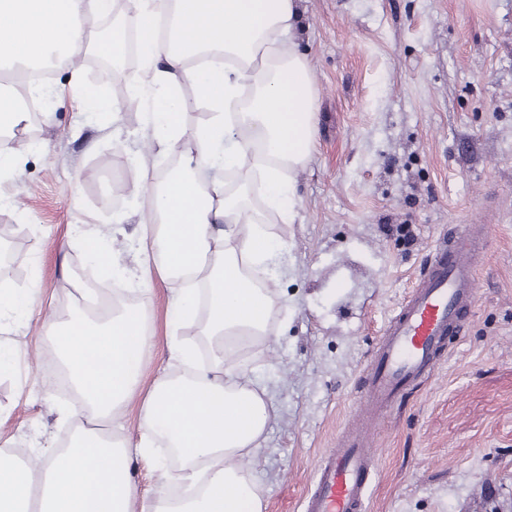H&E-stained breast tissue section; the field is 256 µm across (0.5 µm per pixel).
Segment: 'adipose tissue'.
<instances>
[{
	"mask_svg": "<svg viewBox=\"0 0 512 512\" xmlns=\"http://www.w3.org/2000/svg\"><path fill=\"white\" fill-rule=\"evenodd\" d=\"M299 0H128L141 68L136 91L150 103L151 149L130 157L148 222L132 250L135 278L160 276L175 328L205 337L172 340L177 373L155 379L139 411L136 443L107 438L141 383L151 330L144 307L91 321L74 306L49 325L87 419L66 448L18 463L0 456V512H264L243 458L260 448L275 407L239 367V351L264 345L279 311L267 281L287 247L247 206L261 183L267 211L294 222L293 179L316 143L317 89L294 31ZM112 0H0V71L60 53L73 89L97 112L117 101L81 81L84 37ZM191 86L208 120L186 129L180 91ZM175 157L166 174L155 154ZM241 174L227 190L222 174ZM151 462L164 494L137 493L129 463Z\"/></svg>",
	"mask_w": 512,
	"mask_h": 512,
	"instance_id": "adipose-tissue-1",
	"label": "adipose tissue"
}]
</instances>
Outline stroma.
I'll use <instances>...</instances> for the list:
<instances>
[{
	"label": "stroma",
	"instance_id": "stroma-1",
	"mask_svg": "<svg viewBox=\"0 0 512 512\" xmlns=\"http://www.w3.org/2000/svg\"><path fill=\"white\" fill-rule=\"evenodd\" d=\"M301 49L318 86L314 152L296 176L287 273L273 281L283 313L245 369L278 415L244 466L265 512H300L314 466L358 409L370 351L388 317L453 224H483L477 304L450 337L434 375L408 391L381 427L366 512H512V0H302ZM89 51L82 76L122 105L119 120L81 108L70 72L13 140L40 146L0 181V225L21 255L0 280H39L31 316L0 317V451L60 446L81 405L46 321L77 300L86 253L77 233L104 245L133 237L145 209L129 195L131 146L145 143L148 104L129 93L138 64L103 81ZM146 298L153 336L142 382L172 371L171 293Z\"/></svg>",
	"mask_w": 512,
	"mask_h": 512
}]
</instances>
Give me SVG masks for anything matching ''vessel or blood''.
Here are the masks:
<instances>
[{
    "mask_svg": "<svg viewBox=\"0 0 512 512\" xmlns=\"http://www.w3.org/2000/svg\"><path fill=\"white\" fill-rule=\"evenodd\" d=\"M486 227L449 228L370 354L357 416L318 459L302 512H365L377 462L376 436L400 392L428 379L447 337L476 301V259Z\"/></svg>",
    "mask_w": 512,
    "mask_h": 512,
    "instance_id": "obj_1",
    "label": "vessel or blood"
}]
</instances>
